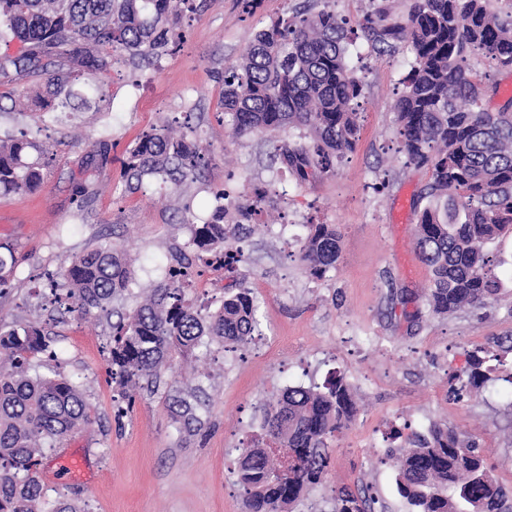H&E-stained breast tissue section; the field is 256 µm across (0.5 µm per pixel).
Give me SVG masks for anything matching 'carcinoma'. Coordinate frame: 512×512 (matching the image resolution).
<instances>
[{"label":"carcinoma","instance_id":"carcinoma-1","mask_svg":"<svg viewBox=\"0 0 512 512\" xmlns=\"http://www.w3.org/2000/svg\"><path fill=\"white\" fill-rule=\"evenodd\" d=\"M196 0H0V40L23 44L17 56H0V85L12 76L43 81V93L23 106L33 112L97 109L95 80L112 68V56L152 62L177 51L181 20ZM371 47L391 53L411 48L410 70L395 104L402 152L430 172L421 192L416 247L431 279L424 290L429 312L446 316L498 303L504 291L490 246L512 234V99L493 111L484 104L483 76L469 64L480 53L512 70V19L503 20L490 0H412L402 21H387L383 8L360 26ZM347 20L333 10L295 11L259 30L248 52L224 73V111L232 134L246 137L282 129L296 139L275 146V158L299 183L331 175L356 147L359 100L364 82L348 60ZM66 58L67 69L52 68ZM87 80L78 88L75 76ZM106 140L86 155L83 171L110 162ZM200 144L175 136L165 125L142 135L123 162L127 183L159 177L178 184L196 173ZM45 151L26 135L0 139V194L34 192L44 180ZM270 193L214 208L192 225L188 248L176 247L171 275L132 312L111 324L109 361L120 394L132 400L141 382L151 385L174 356L190 354L203 339L236 349L259 334L251 289L238 282L224 289L218 310L204 314L186 299L189 271L198 265L225 269L217 260L234 257L243 234L261 226ZM298 259L321 277L336 268L341 235L334 224H308ZM18 265L13 246L0 242V288ZM133 282L126 254L101 243L75 257L50 280L54 302L83 316L112 314L109 306ZM49 342L36 323L0 329V512H81L60 501L44 507L39 480L42 459L64 437L90 422L80 386L59 372L36 370ZM512 344L467 353L473 387L490 380L488 365ZM174 420L187 430L201 427L184 397L170 403ZM354 391L341 375L323 386H293L264 408L267 443L241 450L236 482L246 512H291L306 491L321 483L329 465V440L352 423ZM401 440L395 483L409 512H512V493L452 429L431 426ZM370 500L342 488L335 512H369Z\"/></svg>","mask_w":512,"mask_h":512}]
</instances>
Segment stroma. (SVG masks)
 Wrapping results in <instances>:
<instances>
[{
    "label": "stroma",
    "mask_w": 512,
    "mask_h": 512,
    "mask_svg": "<svg viewBox=\"0 0 512 512\" xmlns=\"http://www.w3.org/2000/svg\"><path fill=\"white\" fill-rule=\"evenodd\" d=\"M333 10L357 28L371 0H203L183 19L179 51L145 66L125 58L103 78L98 111L58 112L52 122L14 108L11 97L33 93L27 79L0 85V138L26 131L51 160L41 188L0 195V242L12 243L18 266L0 290V326L39 324L53 358L39 370L75 381L91 406V422L47 451L40 479L47 504L76 503L82 512H245L234 471L242 448L262 435L263 405L287 386L323 384L344 376L359 411L330 442L322 483L293 512H333L339 489L371 496L373 512H407L396 492L390 429L448 426L462 434L512 491V354L493 381L459 400L448 396V373L465 374L466 350L512 337V300L445 317L429 314L420 294L430 271L416 250L417 200L428 171L406 164L396 138V91L411 53H378L353 38L349 61L363 78L365 98L355 150L335 175L296 182L271 159L277 140L233 137L224 113V71L247 51L255 34L285 10ZM199 140L208 164L174 184L155 177L127 188L123 160L143 132L167 124ZM111 143V161L96 171L87 202L74 195L81 161L98 141ZM256 185L274 189L282 223L244 237L246 261L234 272L202 270L186 297L212 311L224 284L245 280L259 304L261 333L235 351L211 342L175 359L153 390L121 406L108 362L107 318L82 317L51 304L45 273L110 241L125 247L135 271L134 308L164 281L173 245L187 243L183 214L203 223L223 190L239 197ZM310 224H334L341 234L335 269L309 276L295 258ZM191 398L203 425L186 431L171 417V398ZM87 461L85 476H54L63 450Z\"/></svg>",
    "instance_id": "stroma-1"
}]
</instances>
